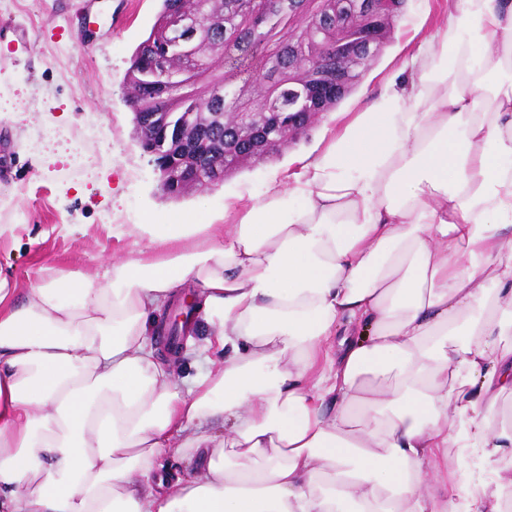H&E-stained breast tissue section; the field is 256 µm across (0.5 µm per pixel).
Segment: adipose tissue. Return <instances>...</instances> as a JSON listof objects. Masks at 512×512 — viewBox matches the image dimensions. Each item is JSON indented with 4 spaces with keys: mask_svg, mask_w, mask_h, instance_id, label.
Wrapping results in <instances>:
<instances>
[{
    "mask_svg": "<svg viewBox=\"0 0 512 512\" xmlns=\"http://www.w3.org/2000/svg\"><path fill=\"white\" fill-rule=\"evenodd\" d=\"M129 233L150 248L21 297L0 274V512H512V0H448L234 223ZM186 287L209 360L185 389L150 338Z\"/></svg>",
    "mask_w": 512,
    "mask_h": 512,
    "instance_id": "obj_1",
    "label": "adipose tissue"
}]
</instances>
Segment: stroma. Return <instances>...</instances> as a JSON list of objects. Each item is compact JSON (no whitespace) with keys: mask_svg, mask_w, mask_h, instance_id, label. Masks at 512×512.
Listing matches in <instances>:
<instances>
[{"mask_svg":"<svg viewBox=\"0 0 512 512\" xmlns=\"http://www.w3.org/2000/svg\"><path fill=\"white\" fill-rule=\"evenodd\" d=\"M445 0H408L394 35L360 83L305 135L214 187L169 198L136 139L124 77L160 0H0V270L19 290L40 267L86 273L124 259L119 224L168 223L172 213L223 220L266 185L320 156L347 112L381 99L385 83L436 31Z\"/></svg>","mask_w":512,"mask_h":512,"instance_id":"1","label":"stroma"}]
</instances>
